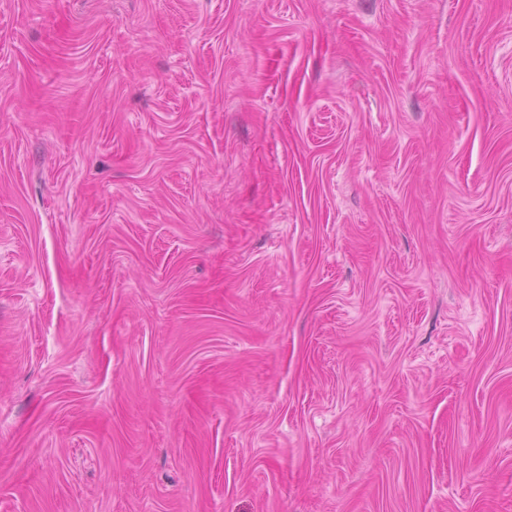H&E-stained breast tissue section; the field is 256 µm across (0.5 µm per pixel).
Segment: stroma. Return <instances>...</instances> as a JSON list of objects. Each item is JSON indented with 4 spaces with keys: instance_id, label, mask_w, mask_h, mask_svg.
Listing matches in <instances>:
<instances>
[{
    "instance_id": "stroma-1",
    "label": "stroma",
    "mask_w": 512,
    "mask_h": 512,
    "mask_svg": "<svg viewBox=\"0 0 512 512\" xmlns=\"http://www.w3.org/2000/svg\"><path fill=\"white\" fill-rule=\"evenodd\" d=\"M0 512H512V0H0Z\"/></svg>"
}]
</instances>
